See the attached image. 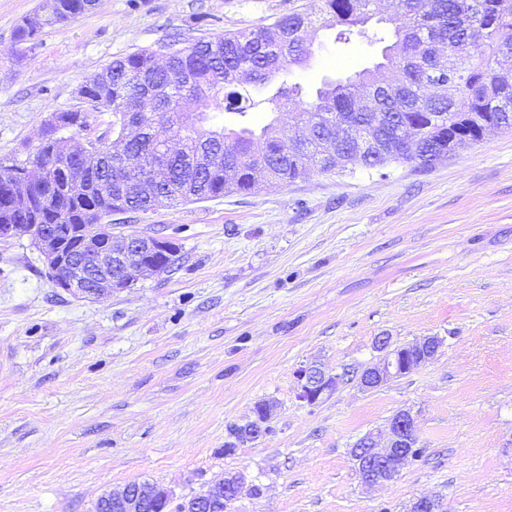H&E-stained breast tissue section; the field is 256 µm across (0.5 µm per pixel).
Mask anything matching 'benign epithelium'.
<instances>
[{"label":"benign epithelium","instance_id":"obj_1","mask_svg":"<svg viewBox=\"0 0 512 512\" xmlns=\"http://www.w3.org/2000/svg\"><path fill=\"white\" fill-rule=\"evenodd\" d=\"M377 120L359 127L342 126L336 130V139L325 146L324 155L338 156L336 149L344 141H350L366 150L376 144ZM79 162L61 172L64 190L73 194L87 191L85 173L97 164L98 153L92 140L76 150ZM114 163L127 182L146 187L159 182L158 167L143 168L128 159L123 149L113 151ZM0 184L13 192L23 195L41 193L54 194V187L43 176H33L26 171L18 184L0 179ZM20 234L31 237L40 253L53 286L62 291L86 299H96L112 295L131 287L141 278L159 273V268L151 257L162 252L171 258L176 255L174 244L166 237L143 231L124 230L119 224H82L74 246L66 245V240L53 232L47 224H0V240H8ZM442 340L437 336H426L403 347H394L390 336L381 333L374 337L372 348L378 359L368 366L359 377V385L365 389L377 388L387 381L403 376L434 359ZM298 398L315 404L326 394L331 393L343 378L341 374H328L315 364L304 365L296 370ZM274 405L263 402V412L253 415L242 426V442L258 440L268 431V422ZM418 445L415 418L408 410L398 412L389 422L386 435L368 433L361 437L353 448V459L362 482L373 486L394 480L401 468L411 459V450ZM246 479L241 474L224 477V490L210 486L206 494L184 499L179 512H210L214 498L223 496L229 505L242 493ZM112 501L116 512H142L148 502L160 505V512L169 506L171 492L148 482L127 485L119 493L102 495Z\"/></svg>","mask_w":512,"mask_h":512}]
</instances>
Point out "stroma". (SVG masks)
Here are the masks:
<instances>
[{"mask_svg": "<svg viewBox=\"0 0 512 512\" xmlns=\"http://www.w3.org/2000/svg\"><path fill=\"white\" fill-rule=\"evenodd\" d=\"M40 0H0V160L28 161L52 113L84 108L81 86L165 35L210 38L319 0H98L19 56L15 29ZM379 19L341 41L313 37L286 78L311 96L324 77L374 68ZM173 239L171 271L94 301L54 288L28 236L0 242V512H91L133 482L203 494L218 476L260 484L231 512H512V132L430 168L314 172L129 214ZM444 343L427 365L374 390L357 377L372 340ZM344 381L308 404L294 371ZM271 430L232 452L256 403ZM421 457L373 487L351 448L399 411Z\"/></svg>", "mask_w": 512, "mask_h": 512, "instance_id": "35a3bbf8", "label": "stroma"}]
</instances>
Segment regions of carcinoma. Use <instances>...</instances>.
Returning <instances> with one entry per match:
<instances>
[{
    "label": "carcinoma",
    "mask_w": 512,
    "mask_h": 512,
    "mask_svg": "<svg viewBox=\"0 0 512 512\" xmlns=\"http://www.w3.org/2000/svg\"><path fill=\"white\" fill-rule=\"evenodd\" d=\"M325 26L336 27L337 38L348 40L354 29L367 22L363 8L371 0H320ZM90 0H44L26 16L15 32L21 54L37 45L44 29L63 25L89 11ZM313 13L295 10L257 29L229 32L192 42L178 35L161 42L183 46L182 55L166 65L157 62L158 53L146 48L111 62L119 80L97 82L86 90L93 109L112 113L108 131L98 136L102 170L89 173V184L104 185L84 197L73 198L63 211L50 207L24 213L0 200V224H56L63 230L71 224H86L87 210L118 208L122 200L116 187L118 172L112 168V143L127 140L130 156L144 164L167 163L173 182L183 179L195 162L199 150L218 144L238 159V172L225 173V158H220L204 178L173 191L163 188L145 194L134 202L142 212L221 197L226 193H251L263 181L290 184L312 170L332 172L348 167L377 169L390 162L431 166L438 150L459 134L469 142L482 140L481 131L493 125L512 130V82L500 77L493 62L500 55H512V0H398L394 14L395 41L383 48L384 62L375 70H365L353 78L324 80L312 99L301 96L298 86L278 87L261 99L240 90V79L251 78L266 85L278 72L310 55L306 35L313 30ZM430 38L450 47L462 38L475 41V54L457 63L449 53L430 56L423 39ZM407 61L400 81L376 88V71ZM459 73L455 92L448 93V71ZM190 73L196 86L184 88L180 76ZM376 89L381 111L395 125L409 129L413 148L396 137L383 134L380 149L361 154L347 149L336 162L321 157L318 147L294 156L282 138L273 135L278 128L273 119L255 129L247 124L235 127L207 126L210 112H231L245 116L263 104L275 111L288 108L293 121L319 129V138L336 133V119L361 121L365 114L355 102L368 88ZM137 116V133L129 136V114ZM175 130L184 131L181 151L164 159L159 145ZM35 155L47 158L54 167L71 164V155L50 142L39 145Z\"/></svg>",
    "instance_id": "cac0c4a2"
}]
</instances>
